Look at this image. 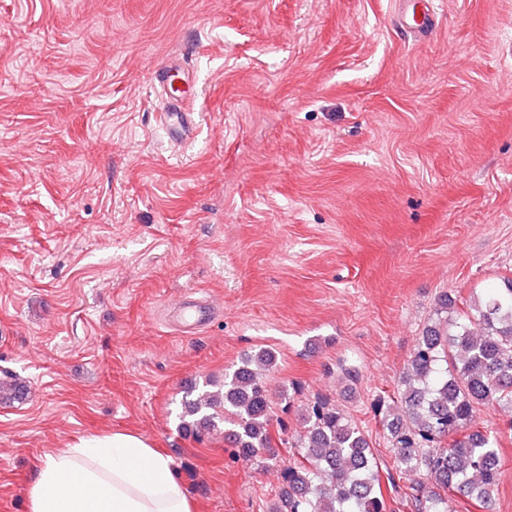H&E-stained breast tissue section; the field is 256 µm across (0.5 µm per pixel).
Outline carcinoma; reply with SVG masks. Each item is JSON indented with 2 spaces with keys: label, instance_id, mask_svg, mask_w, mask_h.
Wrapping results in <instances>:
<instances>
[{
  "label": "carcinoma",
  "instance_id": "cac0c4a2",
  "mask_svg": "<svg viewBox=\"0 0 512 512\" xmlns=\"http://www.w3.org/2000/svg\"><path fill=\"white\" fill-rule=\"evenodd\" d=\"M437 321L419 336L394 396L373 400L374 415L395 450L394 479H408L413 512H447L448 496L485 512L500 479L499 433L479 421L490 407L512 409V278L469 302L439 299ZM274 353L260 348L224 384L190 387L178 429L200 437L224 433L234 455L250 461L289 448L271 512H399L382 491L379 465L361 429L327 397L301 407L302 428L274 421L268 375Z\"/></svg>",
  "mask_w": 512,
  "mask_h": 512
}]
</instances>
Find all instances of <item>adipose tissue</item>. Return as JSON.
Returning <instances> with one entry per match:
<instances>
[{"label": "adipose tissue", "instance_id": "obj_1", "mask_svg": "<svg viewBox=\"0 0 512 512\" xmlns=\"http://www.w3.org/2000/svg\"><path fill=\"white\" fill-rule=\"evenodd\" d=\"M30 512H192L170 458L125 432L79 437L34 467Z\"/></svg>", "mask_w": 512, "mask_h": 512}]
</instances>
